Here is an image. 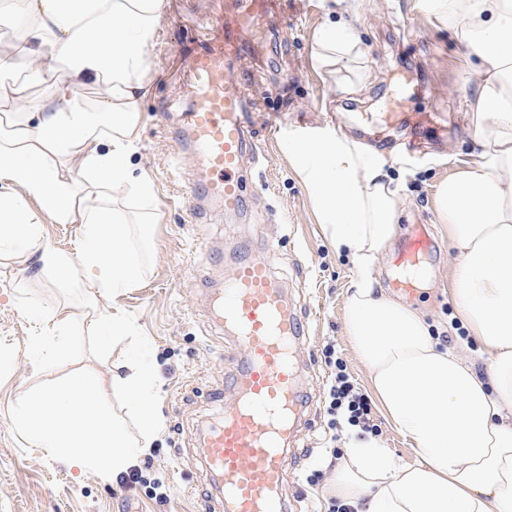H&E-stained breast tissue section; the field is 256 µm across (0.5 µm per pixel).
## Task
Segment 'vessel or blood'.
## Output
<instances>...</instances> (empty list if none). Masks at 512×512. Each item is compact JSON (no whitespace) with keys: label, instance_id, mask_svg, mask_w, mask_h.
I'll return each mask as SVG.
<instances>
[{"label":"vessel or blood","instance_id":"b4317fda","mask_svg":"<svg viewBox=\"0 0 512 512\" xmlns=\"http://www.w3.org/2000/svg\"><path fill=\"white\" fill-rule=\"evenodd\" d=\"M242 21L217 24L218 39L203 40L181 62L198 103L184 113L176 140L206 165L203 176L185 193L184 205L192 213L202 193L223 201L228 212L240 211L246 203L238 173L253 136L242 84L228 67ZM431 250L432 241L424 232H411L394 258L399 291H416ZM215 314L235 336L240 364L232 402L203 437L204 462L219 479L220 512H286L282 487L287 445L295 438L302 406L295 388L294 355L304 327L289 314L265 258L237 266L215 301Z\"/></svg>","mask_w":512,"mask_h":512}]
</instances>
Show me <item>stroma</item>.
Instances as JSON below:
<instances>
[{
    "mask_svg": "<svg viewBox=\"0 0 512 512\" xmlns=\"http://www.w3.org/2000/svg\"><path fill=\"white\" fill-rule=\"evenodd\" d=\"M274 14L252 27L254 47L233 59L231 70L245 85L251 119L261 131L241 167L247 205L237 213L206 201L200 217L182 204L184 188L197 176L191 156H179L173 139L180 113L195 99L169 70L171 56L190 50L203 19L236 13L237 0H164L159 39L142 78L149 87L139 106L137 173L154 186L150 208L118 201L134 225L130 249L140 266L137 287L115 301L132 313L152 344L161 395L163 427L151 448L133 464L143 483L137 491L121 479L101 478L49 460L43 448L22 446L9 410L28 389L79 369L91 370L105 394L121 360L114 349L105 361L79 360L37 372L26 352L31 328L16 306V288L30 287L52 306V321L89 324L105 302L82 286L41 270L0 261V512H214L216 490L201 457V427L218 418L237 374L234 339L212 313V294L223 288L244 258L274 257V278L293 313L307 317L297 355V390L305 423L283 486L288 512H336L326 493L332 469L352 430L332 425L326 389L334 368L325 357L334 348L359 392L369 393L367 373L344 330L347 298L356 270L326 239L312 202L294 170L284 140L289 129L332 125L395 156L392 177L405 203L386 258L374 270L377 286L395 301H407L432 327L435 339L461 342L459 312L448 292L454 251L439 220V184L455 173L458 157L474 146L468 102L475 84L464 47L432 13L428 0H357L345 20L364 49L339 72L318 69L315 33L333 18L332 0H278ZM355 84L356 94L345 93ZM426 228L439 251L419 294L405 299L390 284L389 257L408 225ZM165 499H156V491Z\"/></svg>",
    "mask_w": 512,
    "mask_h": 512,
    "instance_id": "1",
    "label": "stroma"
}]
</instances>
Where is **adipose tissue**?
<instances>
[{"instance_id":"obj_1","label":"adipose tissue","mask_w":512,"mask_h":512,"mask_svg":"<svg viewBox=\"0 0 512 512\" xmlns=\"http://www.w3.org/2000/svg\"><path fill=\"white\" fill-rule=\"evenodd\" d=\"M163 0H9L0 31L19 37V59L0 63V95L24 110L0 118V257L68 276L94 270L98 297L139 283L129 230L111 199L151 203L133 175L141 75ZM471 59L478 118L474 149L438 188L455 252L448 291L478 344L477 359L441 346L417 311L387 297L373 271L395 233L404 198L368 143L325 127L289 131L293 166L323 231L358 272L346 333L383 411L414 454L396 460L376 441L350 443L327 492L354 512H512V0H431ZM320 68L363 55L348 24L315 35ZM53 70L49 93L32 99L15 68ZM101 90L88 109L81 89ZM80 224L76 258L43 242L44 219Z\"/></svg>"}]
</instances>
